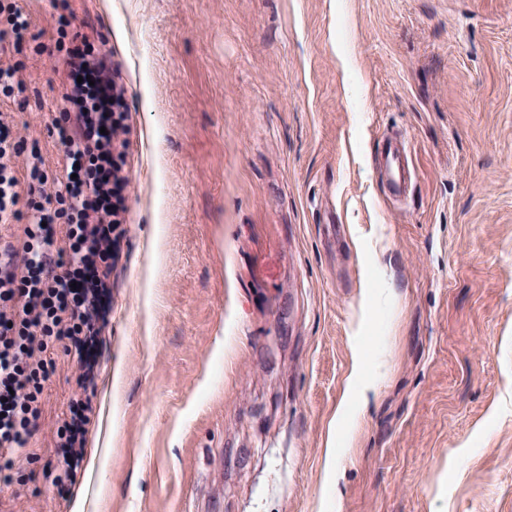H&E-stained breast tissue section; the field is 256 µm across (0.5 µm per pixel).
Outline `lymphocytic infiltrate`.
I'll return each instance as SVG.
<instances>
[{
  "instance_id": "lymphocytic-infiltrate-1",
  "label": "lymphocytic infiltrate",
  "mask_w": 512,
  "mask_h": 512,
  "mask_svg": "<svg viewBox=\"0 0 512 512\" xmlns=\"http://www.w3.org/2000/svg\"><path fill=\"white\" fill-rule=\"evenodd\" d=\"M53 18L49 42L32 43L29 14L0 0V95L24 93L17 57L24 50L55 59L65 91L48 135L63 162L48 172L38 141L0 113V486H11L17 458L40 429L44 384L54 353L75 359L86 388L87 356L107 324L112 288V233L122 223L125 89L110 52L71 33L69 0ZM89 399L77 395L70 419L52 432L56 483L76 472L84 451Z\"/></svg>"
}]
</instances>
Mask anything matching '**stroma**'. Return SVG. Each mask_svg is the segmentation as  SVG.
<instances>
[{
	"mask_svg": "<svg viewBox=\"0 0 512 512\" xmlns=\"http://www.w3.org/2000/svg\"><path fill=\"white\" fill-rule=\"evenodd\" d=\"M125 87L85 456L13 512H512V0H71ZM1 98L46 164L64 76ZM406 133L417 179L372 157ZM377 164L384 170L389 184L386 196L396 197L404 192L407 177L399 150L386 147L378 156Z\"/></svg>",
	"mask_w": 512,
	"mask_h": 512,
	"instance_id": "stroma-1",
	"label": "stroma"
}]
</instances>
